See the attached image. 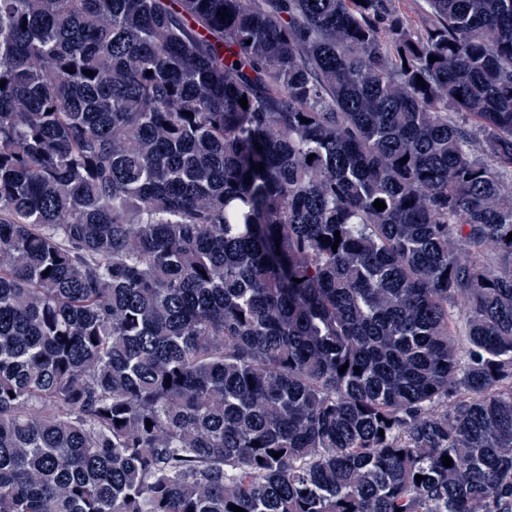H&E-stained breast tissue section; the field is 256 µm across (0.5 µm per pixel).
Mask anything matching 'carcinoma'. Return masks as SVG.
Instances as JSON below:
<instances>
[{
  "label": "carcinoma",
  "mask_w": 512,
  "mask_h": 512,
  "mask_svg": "<svg viewBox=\"0 0 512 512\" xmlns=\"http://www.w3.org/2000/svg\"><path fill=\"white\" fill-rule=\"evenodd\" d=\"M411 2L0 0V512H512V0Z\"/></svg>",
  "instance_id": "obj_1"
}]
</instances>
